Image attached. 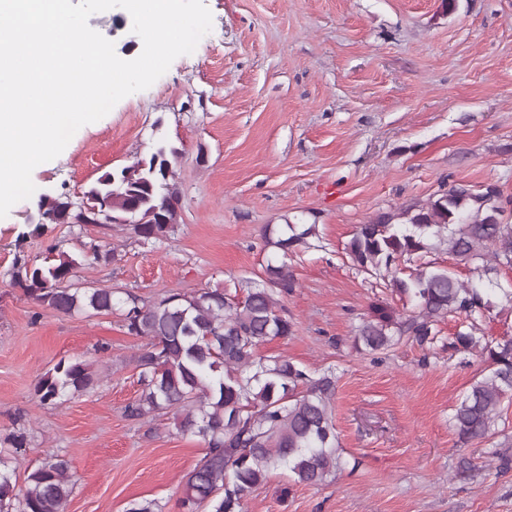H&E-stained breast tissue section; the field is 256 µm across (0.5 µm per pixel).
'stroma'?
Listing matches in <instances>:
<instances>
[{"label":"stroma","instance_id":"obj_1","mask_svg":"<svg viewBox=\"0 0 512 512\" xmlns=\"http://www.w3.org/2000/svg\"><path fill=\"white\" fill-rule=\"evenodd\" d=\"M213 23L195 51L150 88L80 128L34 169L35 191L0 218V440L22 431L25 479L50 453L71 463L66 512H127L155 500L184 512L182 478L203 455L171 415L128 417L139 393L143 339L119 315L67 316L10 283L15 257L43 260L105 242L119 258L77 271L78 282L143 301L167 291L256 278L279 252L267 226L317 225L287 263L296 287L284 305L294 333L265 342L311 368L336 369L333 419L346 467L319 486H288L283 470L245 501L246 512H512V403L487 438L461 443L450 417L482 368L448 348L458 318L431 347L402 341L356 350L371 303L402 312L407 299L358 271L346 247L376 213L425 203L441 180L494 183L512 199V0H203ZM89 26L123 59L140 38L121 8ZM160 141L180 151L178 224L158 246L128 226L38 223L41 197L81 200L104 172L147 157ZM431 260L487 289L496 306L482 328L512 336L501 287L512 268L481 276L444 250ZM106 350L95 353V345ZM93 360L102 379L54 407H38L36 379L60 359ZM288 496H281V489Z\"/></svg>","mask_w":512,"mask_h":512}]
</instances>
